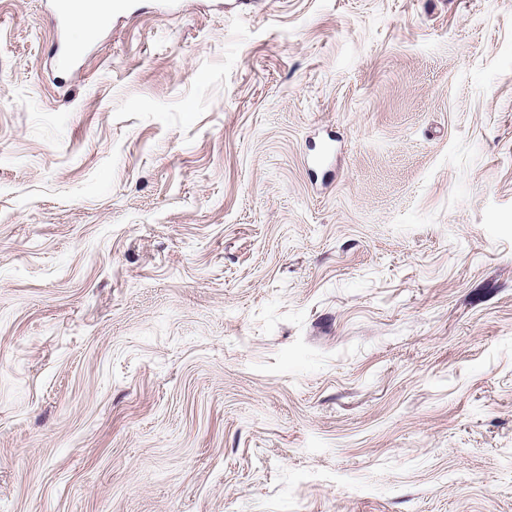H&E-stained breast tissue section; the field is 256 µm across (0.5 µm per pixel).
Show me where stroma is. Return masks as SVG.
<instances>
[{"mask_svg": "<svg viewBox=\"0 0 512 512\" xmlns=\"http://www.w3.org/2000/svg\"><path fill=\"white\" fill-rule=\"evenodd\" d=\"M0 0V512H512V0ZM138 0H52L56 16L57 38L53 51L64 64H70L80 56V51L64 41V31L71 21L84 11L99 14L107 23L113 14L127 11Z\"/></svg>", "mask_w": 512, "mask_h": 512, "instance_id": "1", "label": "stroma"}]
</instances>
